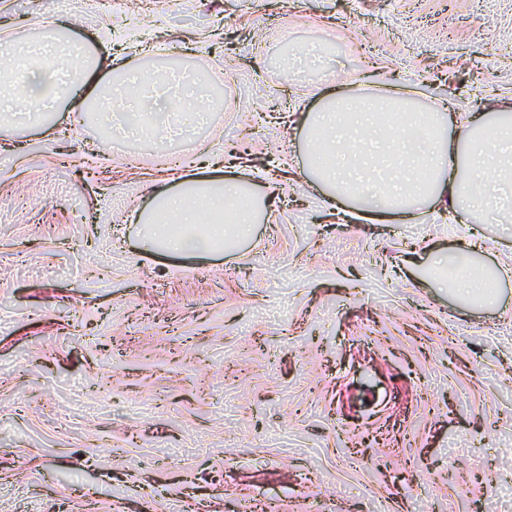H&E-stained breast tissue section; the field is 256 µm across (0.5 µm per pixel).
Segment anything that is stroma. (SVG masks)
<instances>
[{
  "mask_svg": "<svg viewBox=\"0 0 512 512\" xmlns=\"http://www.w3.org/2000/svg\"><path fill=\"white\" fill-rule=\"evenodd\" d=\"M55 14L129 71L186 55L224 101L184 148L263 205L229 250L143 251L126 210L182 166L85 112L0 128V512H512V223L336 217L284 114L372 76L461 111L512 98V0H0V52ZM452 266V270L457 272V278L448 281V292L454 297H461L470 301H480L481 303H490L496 297L497 273H491V288H484L483 278L485 271H475L470 265V253L458 252L451 256H439L434 260L433 273L442 267Z\"/></svg>",
  "mask_w": 512,
  "mask_h": 512,
  "instance_id": "stroma-1",
  "label": "stroma"
}]
</instances>
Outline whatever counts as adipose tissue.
<instances>
[{"mask_svg": "<svg viewBox=\"0 0 512 512\" xmlns=\"http://www.w3.org/2000/svg\"><path fill=\"white\" fill-rule=\"evenodd\" d=\"M4 70L11 74L12 96L48 102L55 112L64 106L106 121L125 101L118 84L126 76L124 67L90 51L55 17L40 22L24 55L0 53ZM66 72L78 74L80 83L63 81ZM366 86L362 80L321 93L318 107L307 113L301 126L302 180L323 187L330 199L352 204L371 221L393 214L415 218L444 199L461 220L494 210L500 223H512V102H494L476 119L457 120L447 102L420 107L400 86L377 95L367 94ZM206 96L198 85L191 99L174 100L151 75L128 118L142 136L158 139L173 121L193 124L199 110L191 101ZM410 129L415 137H407ZM204 211L230 214L240 241L251 234L257 203L246 182L182 178L180 189L158 190L150 210L137 215L145 226L143 247L174 254L213 251L224 242V227L198 228ZM434 266L456 271L448 284L453 296L494 301L495 288L484 287V274L473 270L469 253L437 257Z\"/></svg>", "mask_w": 512, "mask_h": 512, "instance_id": "ef3b65f1", "label": "adipose tissue"}]
</instances>
